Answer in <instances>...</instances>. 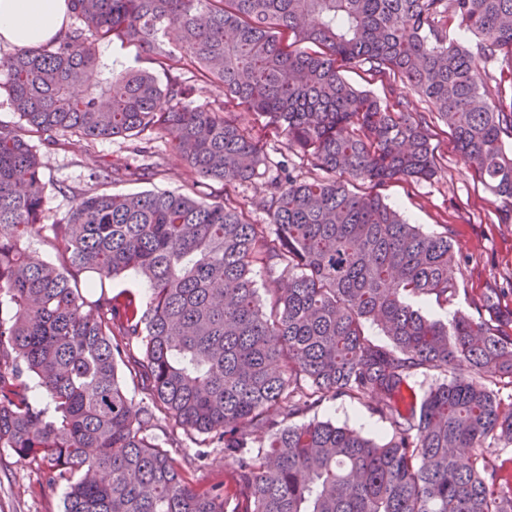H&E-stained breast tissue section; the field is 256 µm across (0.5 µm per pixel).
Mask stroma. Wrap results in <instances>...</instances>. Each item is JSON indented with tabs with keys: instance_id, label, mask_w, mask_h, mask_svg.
Segmentation results:
<instances>
[{
	"instance_id": "stroma-1",
	"label": "stroma",
	"mask_w": 512,
	"mask_h": 512,
	"mask_svg": "<svg viewBox=\"0 0 512 512\" xmlns=\"http://www.w3.org/2000/svg\"><path fill=\"white\" fill-rule=\"evenodd\" d=\"M234 112L250 129L263 152L265 161L259 168V176L244 184L233 180L225 185L212 183L199 188L198 195L213 201L223 197L225 191H232L249 218L261 224L267 220V196L262 180L270 175L274 164L287 155L288 141L281 130L257 119L245 107H235ZM431 124V143L438 159V174L433 180L395 181L379 188L366 182L357 184L355 190L379 192L388 204L410 223L419 225L423 232L445 233L451 239L459 293L443 304L417 299L413 302L414 308L431 318L449 322L460 313L474 314L475 302L483 293L496 288L500 291V310L511 312L512 223L500 221L504 204L472 177L454 149L447 125L436 117ZM136 145L133 139L88 141L74 134L62 137L55 145H38L37 152L44 163V211L48 221H56L67 214L81 193L103 191V184L92 175L91 164L95 161L116 166L141 165L150 160L160 163L159 175L115 184L118 192H189V166L171 148L167 137L155 136L154 154L150 157L137 153ZM310 416L353 428L378 441L391 435L387 419L373 412L367 402L347 396L327 399L312 410ZM61 509V488L40 490L37 470L10 450L0 448V512H61Z\"/></svg>"
}]
</instances>
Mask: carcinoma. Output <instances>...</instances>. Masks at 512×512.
<instances>
[{"label": "carcinoma", "mask_w": 512, "mask_h": 512, "mask_svg": "<svg viewBox=\"0 0 512 512\" xmlns=\"http://www.w3.org/2000/svg\"><path fill=\"white\" fill-rule=\"evenodd\" d=\"M58 39L0 57V90L26 129L0 125V448L65 489L63 512H227L224 485L191 486L150 433L168 420L217 448L235 479L232 512H512L492 448L512 444V378L501 318L451 324L413 308L459 291L448 235L426 234L377 193L437 173L429 123L403 97L383 101L338 63L399 77L450 130L460 159L512 209V0H68ZM138 46L167 73L193 71L225 102L281 129L316 173L283 161L266 182L268 222L230 195H85L44 223L45 183L30 144L172 138L192 184L251 181L263 162L224 107L194 104L178 78L101 67L98 45ZM498 64L497 98L474 80ZM158 166L97 167L103 184ZM52 233L67 269L27 251ZM274 275L263 299L254 277ZM133 271L145 309L118 306L105 281ZM98 277L86 293L78 276ZM377 324L388 342L365 335ZM138 380L130 398L120 369ZM419 372L451 374L417 399ZM373 403L378 443L304 421L329 397Z\"/></svg>", "instance_id": "obj_1"}]
</instances>
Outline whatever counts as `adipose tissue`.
I'll return each mask as SVG.
<instances>
[{"instance_id":"adipose-tissue-1","label":"adipose tissue","mask_w":512,"mask_h":512,"mask_svg":"<svg viewBox=\"0 0 512 512\" xmlns=\"http://www.w3.org/2000/svg\"><path fill=\"white\" fill-rule=\"evenodd\" d=\"M67 0H0V46H34L56 38L67 26Z\"/></svg>"}]
</instances>
